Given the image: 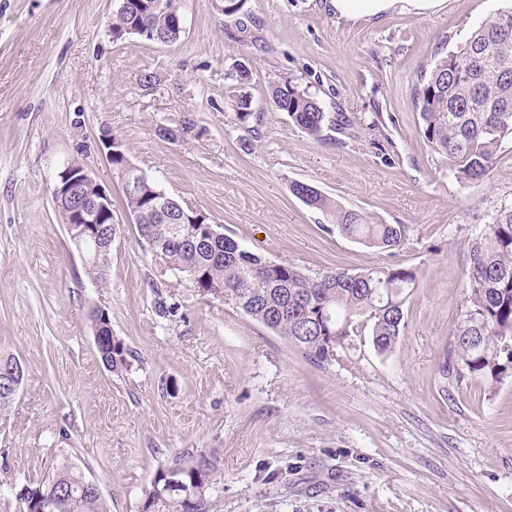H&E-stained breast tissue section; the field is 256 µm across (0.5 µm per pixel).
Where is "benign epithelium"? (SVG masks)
I'll return each mask as SVG.
<instances>
[{"instance_id":"obj_1","label":"benign epithelium","mask_w":512,"mask_h":512,"mask_svg":"<svg viewBox=\"0 0 512 512\" xmlns=\"http://www.w3.org/2000/svg\"><path fill=\"white\" fill-rule=\"evenodd\" d=\"M88 182H96L91 170L81 164H69L58 174L51 188V196L55 204L66 203L69 219L65 227L83 260L104 261L114 240V221L103 224L101 220L112 215V196L101 186L96 196H84L82 187ZM17 377L18 368L15 365L0 370V390L5 393L15 391Z\"/></svg>"}]
</instances>
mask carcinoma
<instances>
[{"instance_id": "carcinoma-1", "label": "carcinoma", "mask_w": 512, "mask_h": 512, "mask_svg": "<svg viewBox=\"0 0 512 512\" xmlns=\"http://www.w3.org/2000/svg\"><path fill=\"white\" fill-rule=\"evenodd\" d=\"M108 27L112 38L136 35L169 45L180 40L182 19L154 7L155 0H119ZM512 8L483 21L460 55L446 53L420 75L413 91L419 115L418 134L432 151L450 161L461 181L481 184L490 175L503 141L512 136V37L500 39ZM268 103L284 112L303 132L319 139L342 129L339 116L325 111L321 101L282 74L269 82ZM233 110L242 124L260 120L253 99L243 92ZM130 168L140 180L136 193L123 192L125 209L140 217L139 236L151 251L165 256L171 270L196 277L204 288L223 287L221 300L285 338L307 361L323 366L334 360L358 328L371 326L372 343L380 353L392 351L405 326L406 297L417 286V272L400 266H375L350 274L326 271L309 276L288 263H276L243 249L229 235L198 247L167 227L195 214L159 189L132 165L127 154L112 158L116 172ZM294 196L320 212L342 235L368 248L391 251L407 234L404 224H387L357 209L347 208L317 188L294 182ZM463 305L448 346L446 377H470L498 383L512 375V204H502L484 232L472 241ZM97 351L110 369L129 365L133 350L112 336L107 314L87 315ZM220 475L217 453L200 454L189 463L176 459L155 471L142 512H208L209 492ZM32 505L44 502V512H109L104 497L82 488V472L64 462L51 477L25 485Z\"/></svg>"}]
</instances>
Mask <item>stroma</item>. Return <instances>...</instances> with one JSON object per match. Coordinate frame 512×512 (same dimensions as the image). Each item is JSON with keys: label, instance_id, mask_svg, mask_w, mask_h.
Listing matches in <instances>:
<instances>
[{"label": "stroma", "instance_id": "1", "mask_svg": "<svg viewBox=\"0 0 512 512\" xmlns=\"http://www.w3.org/2000/svg\"><path fill=\"white\" fill-rule=\"evenodd\" d=\"M119 0H0V354L25 377L0 412V512H24L23 485L69 462L110 512H138L155 471L218 449L209 512H512V377L444 378L468 250L512 201V139L485 183L457 181L417 132L413 87L435 56L463 53L512 0H442L350 20L329 0H183L170 45L113 40ZM262 123L250 149L226 74ZM150 72L153 88L140 77ZM292 75L350 121L315 139L266 104ZM193 119L186 139L156 126ZM183 206L240 245L309 275L380 265L415 269L405 326L378 353L370 331L329 364L222 300L162 270L121 204L102 131ZM87 165L112 194L120 230L106 284L87 273L51 197L57 175ZM312 185L342 205L409 228L381 252L341 235L294 196ZM175 311L160 317L156 296ZM108 313L134 351L102 363L87 313Z\"/></svg>", "mask_w": 512, "mask_h": 512}]
</instances>
